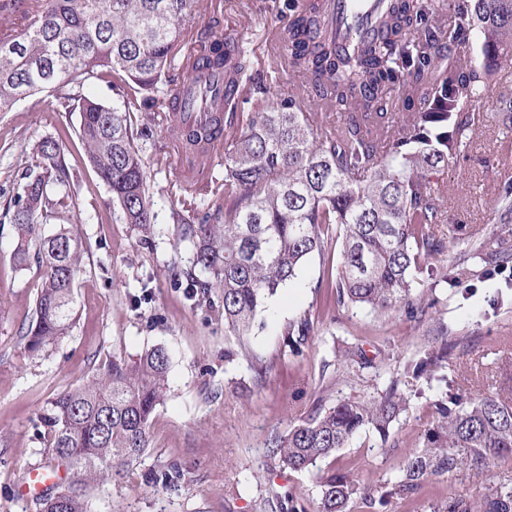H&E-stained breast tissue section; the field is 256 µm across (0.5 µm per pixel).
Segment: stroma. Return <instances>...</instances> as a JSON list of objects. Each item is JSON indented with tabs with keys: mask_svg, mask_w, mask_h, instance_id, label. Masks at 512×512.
I'll return each mask as SVG.
<instances>
[{
	"mask_svg": "<svg viewBox=\"0 0 512 512\" xmlns=\"http://www.w3.org/2000/svg\"><path fill=\"white\" fill-rule=\"evenodd\" d=\"M287 2L195 0L191 25L200 31L218 24L264 61L272 52V34L288 23ZM505 90L512 92V63L501 65L475 102L474 141L442 178L447 222L441 230L460 238L471 274L458 287L434 284L426 299L433 315L447 323L449 335L467 347L469 361L510 374L512 260L488 267L472 251L491 232L512 235V224L490 222L494 191L512 178V168H504L498 153L504 140L499 119ZM77 123V113L56 111L40 95L0 112V512H37L41 488L34 477L47 468L38 424L49 402L112 356L132 357L153 345L169 355L170 392L154 412L151 447L134 479L116 477L90 488L93 512H282L277 493L292 492L315 506L320 478L327 474L347 472L362 482L395 475L429 419L426 400H415L409 416L393 424L388 444L367 433L302 472L264 473L260 467L271 433L287 431L318 400L332 404L344 397L364 398L403 376L424 343L428 323L337 307L334 289L325 285L336 255H315L294 282L265 302L245 338L267 365L266 374H258L237 355L235 338L225 335L222 312L193 304L168 272L171 258L185 262L190 257L170 219L178 202L168 187L182 177L176 161L149 173L160 234L153 247L143 246L129 225L113 220L112 195L86 161L74 133ZM60 133L66 136L64 168L74 203L70 222L86 249L75 288L79 320L69 336L34 355L23 333L39 270L33 263L16 269L15 232L4 212L33 162L24 146ZM306 311L316 321L309 346L298 357L284 354V324ZM355 344L367 356L384 355V366L340 367L338 351ZM173 464L186 473L178 487L146 481V474ZM506 479H512L507 461L453 473L413 499L393 502L387 512H430L439 497L478 498L488 485Z\"/></svg>",
	"mask_w": 512,
	"mask_h": 512,
	"instance_id": "obj_1",
	"label": "stroma"
}]
</instances>
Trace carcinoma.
I'll return each mask as SVG.
<instances>
[{
	"mask_svg": "<svg viewBox=\"0 0 512 512\" xmlns=\"http://www.w3.org/2000/svg\"><path fill=\"white\" fill-rule=\"evenodd\" d=\"M329 2L288 3L278 63L306 84L280 98L274 85L254 84V57L237 38L216 35L199 51L183 52L194 0H0V23L21 21L0 34V112L47 92L61 111L78 113L87 160L111 192L118 220L142 244L158 234L147 167L168 162L161 153L146 158L138 143L155 113H172L175 146L224 166L221 179L183 178L168 192L180 203L170 218L192 251L187 297L197 305L218 298L227 336L248 335L266 299L296 279L311 256L332 249L340 257L331 279L337 304L377 315L401 311L421 322L432 308L423 299L429 281L455 286L467 275L451 257L457 238L435 231L447 216L433 175L467 149L470 109L512 59V0H451L463 29L441 26L424 0H387L379 36L342 54L329 29ZM471 35L479 40L478 58L445 62L446 50ZM205 76L224 80V92L209 99L208 121L188 125L174 114L179 99L172 92L180 87L195 97ZM403 80L416 112L390 122L388 95ZM96 83L118 91L120 105L85 94ZM247 88L272 105L243 111ZM310 98L344 119L313 124L304 107ZM64 150L59 137L34 143L35 165L6 211L16 266L33 257L41 272L26 330L33 355L69 335L78 320L74 288L85 249L63 210ZM494 212L497 223H512V183L498 190ZM48 224L56 229L45 235ZM475 251L490 265L512 245L493 232ZM313 333L311 314L293 318L283 347L299 356ZM459 345L438 320L406 367L415 394L428 388L435 399L397 474L374 486L348 473L324 476L316 512H353L358 504L385 512L391 500L436 477L512 461V381L490 371L494 391L486 390ZM339 360L348 368L372 364L358 346ZM168 372L160 346L114 355L49 403L40 416L42 453L66 465L69 477L46 490L42 512H92L89 486L134 474L151 447ZM411 410V396L393 378L375 396L339 399L272 434L262 467L304 471L370 429L385 445L394 422ZM432 512H512V484H493L478 499H440Z\"/></svg>",
	"mask_w": 512,
	"mask_h": 512,
	"instance_id": "cac0c4a2",
	"label": "carcinoma"
}]
</instances>
